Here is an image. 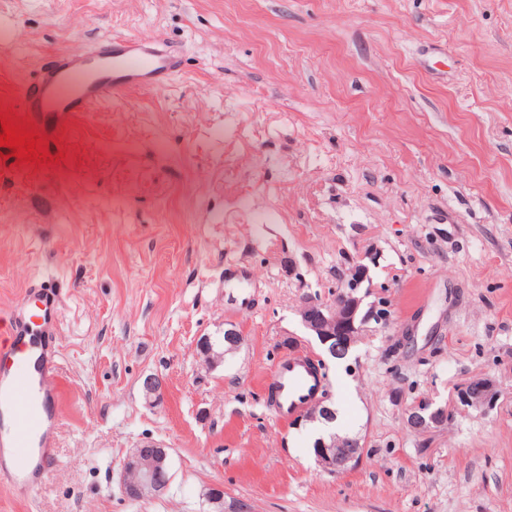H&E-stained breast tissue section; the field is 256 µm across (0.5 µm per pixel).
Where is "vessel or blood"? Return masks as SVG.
<instances>
[{"label":"vessel or blood","mask_w":512,"mask_h":512,"mask_svg":"<svg viewBox=\"0 0 512 512\" xmlns=\"http://www.w3.org/2000/svg\"><path fill=\"white\" fill-rule=\"evenodd\" d=\"M181 52L156 36H115L91 52L63 50L23 86L20 109L53 129L59 120L132 90L164 87L181 68ZM63 312L59 288L26 283L0 340V483L29 497L47 477L61 420L56 382L57 336ZM325 387L313 357L300 349L276 363L268 402L285 420L314 405Z\"/></svg>","instance_id":"1"}]
</instances>
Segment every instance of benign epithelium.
<instances>
[{
	"instance_id": "benign-epithelium-1",
	"label": "benign epithelium",
	"mask_w": 512,
	"mask_h": 512,
	"mask_svg": "<svg viewBox=\"0 0 512 512\" xmlns=\"http://www.w3.org/2000/svg\"><path fill=\"white\" fill-rule=\"evenodd\" d=\"M363 272L354 270L348 282L336 289V302L332 305L308 301L300 311L301 322L310 335L317 338L323 346L338 336L347 337L352 344L355 317L361 303L359 286ZM196 349L203 362L212 366L224 358V352L214 349L211 338L203 336L196 342ZM165 389V381L158 375L144 378L142 391L148 400H159ZM466 402L477 404L485 409L495 406L496 392L484 385L474 398L464 396ZM357 459V455L344 450V440L332 435L329 440L319 439L316 460L327 471L344 469L348 463ZM171 471V458L168 449L158 446H138L127 454L121 465V491L131 501H141L149 496L165 494L170 485L167 473ZM208 501L214 506L212 512H246V507L237 500L226 502L224 489L219 485L209 488Z\"/></svg>"
}]
</instances>
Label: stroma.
<instances>
[{"label":"stroma","instance_id":"1","mask_svg":"<svg viewBox=\"0 0 512 512\" xmlns=\"http://www.w3.org/2000/svg\"><path fill=\"white\" fill-rule=\"evenodd\" d=\"M126 34L183 45L169 86L63 118L56 164L0 157V316L34 278L65 295L56 463L0 512H209L216 484L249 512H512V0H0V114L27 124L51 53ZM359 267L326 381L362 452L331 474L265 383L290 345L324 355L299 309ZM228 328L207 367L196 339ZM474 381L495 408L460 403ZM142 444L172 481L131 502ZM171 471V458L167 448L138 446L122 461L121 491L131 501L165 494L170 485L167 473Z\"/></svg>","mask_w":512,"mask_h":512}]
</instances>
